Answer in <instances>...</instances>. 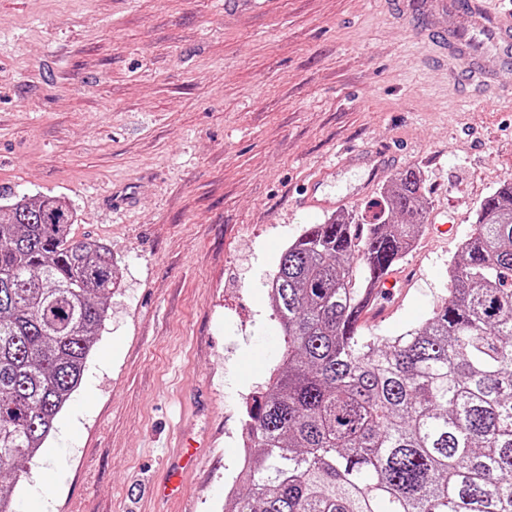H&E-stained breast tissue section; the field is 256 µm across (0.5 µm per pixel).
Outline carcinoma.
Segmentation results:
<instances>
[{
    "mask_svg": "<svg viewBox=\"0 0 512 512\" xmlns=\"http://www.w3.org/2000/svg\"><path fill=\"white\" fill-rule=\"evenodd\" d=\"M373 207L309 225L265 284L283 348L224 512H512V182L480 203L448 295L391 338L358 315L424 224L420 175ZM75 222L55 196L0 206V471L40 452L119 287Z\"/></svg>",
    "mask_w": 512,
    "mask_h": 512,
    "instance_id": "cac0c4a2",
    "label": "carcinoma"
}]
</instances>
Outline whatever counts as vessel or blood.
Wrapping results in <instances>:
<instances>
[{"mask_svg":"<svg viewBox=\"0 0 512 512\" xmlns=\"http://www.w3.org/2000/svg\"><path fill=\"white\" fill-rule=\"evenodd\" d=\"M384 0L389 16L408 23L438 67L451 77H464L485 94L512 100V85L501 83V71L512 68V0ZM344 165L372 164L375 174L389 168L385 152L347 154ZM323 178L305 188L309 208L334 207L335 199L320 191Z\"/></svg>","mask_w":512,"mask_h":512,"instance_id":"b4317fda","label":"vessel or blood"}]
</instances>
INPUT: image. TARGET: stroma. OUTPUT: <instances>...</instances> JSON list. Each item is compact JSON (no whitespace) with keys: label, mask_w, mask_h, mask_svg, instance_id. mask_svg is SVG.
<instances>
[{"label":"stroma","mask_w":512,"mask_h":512,"mask_svg":"<svg viewBox=\"0 0 512 512\" xmlns=\"http://www.w3.org/2000/svg\"><path fill=\"white\" fill-rule=\"evenodd\" d=\"M384 146L427 213L361 330L396 336L448 292L480 203L512 180V100L462 98L376 0H0V198L56 195L121 277L81 387L15 485L19 512H224L278 323L264 286L325 213L378 200L335 155ZM200 442L155 496L181 429ZM326 175H320L312 180L304 191V206L307 208L328 209L336 205V199L323 195L320 188L324 183Z\"/></svg>","instance_id":"35a3bbf8"}]
</instances>
